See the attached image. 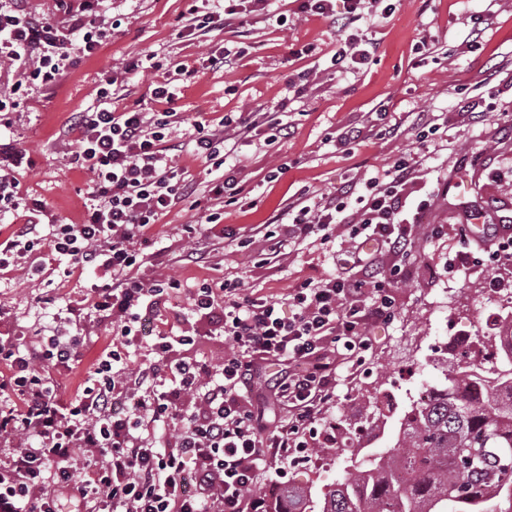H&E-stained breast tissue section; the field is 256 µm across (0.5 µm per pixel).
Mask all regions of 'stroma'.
I'll return each instance as SVG.
<instances>
[{
	"instance_id": "35a3bbf8",
	"label": "stroma",
	"mask_w": 512,
	"mask_h": 512,
	"mask_svg": "<svg viewBox=\"0 0 512 512\" xmlns=\"http://www.w3.org/2000/svg\"><path fill=\"white\" fill-rule=\"evenodd\" d=\"M301 4L276 0L275 19L255 17L244 36L230 26L182 38L177 22L187 0H105L101 24L108 38L55 88L20 94L17 72L0 67V100L9 105L0 112V152L24 156L15 176L25 203H41L58 219L81 223L90 176L70 164L76 141L67 130L74 113L96 102L113 69L123 70L116 90L123 104L154 112L161 105L152 90L170 59L197 66L224 45L241 48L232 67L185 81L175 112L215 124L230 113L282 102L290 133L268 146L232 144L226 163L242 181L238 202L226 207L205 199L197 208L178 202L151 228L137 271L143 279L172 277L181 283L171 302L148 310L150 326L190 332L198 339L194 355L218 360L225 345L217 323L189 313L194 287L239 278L258 295L282 299L303 280L333 274V253L348 246L346 225H331V240L323 245L278 243L266 238L267 224L288 207L331 197L346 180L364 194L365 181L377 169L415 153L413 121L416 113H428L436 127L428 137L434 151L421 158L407 192L409 206L424 199L431 206L411 228L413 254L388 255L381 262L383 271L401 269L394 319L372 326L369 350L338 351L336 393L316 421L321 431L341 417L379 422L372 447L380 450L394 446L400 418L380 416L375 390L390 388L400 407L410 410L415 387L442 383V367L452 358L447 343L453 324L481 326L492 311V294L512 292V265L493 263L490 240L465 243L457 234L467 212L512 215V0H400L381 23L365 18L353 23V33L377 45L373 61L356 73L334 71L330 58L342 34ZM149 53L155 70L126 71V64ZM307 71L318 78L297 91L299 75ZM472 104L482 107L480 118L469 112ZM348 125L359 127L361 136L344 145L340 135ZM391 125L398 126L397 135L388 134ZM213 212L220 213V221L207 223ZM195 224L201 232L187 234V226ZM191 247L202 253L201 261L185 260ZM458 256L465 271L449 272V259ZM58 265L57 256L42 246L26 263L0 272V335L43 341L64 327L80 336L78 362L66 370L45 368L69 398L84 387L113 331L85 308L92 285L104 280L102 271L65 279L55 274ZM349 464L350 453L339 443L302 465L273 461L258 486L267 502L283 480L309 488L317 502L342 480Z\"/></svg>"
}]
</instances>
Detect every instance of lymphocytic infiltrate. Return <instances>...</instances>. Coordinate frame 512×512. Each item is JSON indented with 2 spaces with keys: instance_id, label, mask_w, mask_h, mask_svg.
Here are the masks:
<instances>
[{
  "instance_id": "f902f5d3",
  "label": "lymphocytic infiltrate",
  "mask_w": 512,
  "mask_h": 512,
  "mask_svg": "<svg viewBox=\"0 0 512 512\" xmlns=\"http://www.w3.org/2000/svg\"><path fill=\"white\" fill-rule=\"evenodd\" d=\"M273 0H192L196 29L217 23L245 24L249 14L268 11ZM100 0H82L75 26L80 42L47 22H35L16 0L0 4V62L20 74L21 83L55 87L75 54L91 56L105 36ZM283 104L250 112L237 123L193 122L186 135L201 158L218 159L224 130L249 139L262 127L284 131ZM164 110H117L111 96L82 114L73 163L91 175L82 223L27 220L0 243V271L40 243L66 261L64 277L99 269L109 283L93 288L91 311L116 325L126 345L137 307L160 304V281L135 277L140 267L135 243L153 224L196 188L172 165L163 145L177 124ZM416 177L413 164L396 160L368 180L358 197L351 244L334 274L304 281L286 304L242 286L201 284L190 297L193 312L215 318L231 350L219 366L207 360H176L175 348L194 344L189 334H160L151 350L157 360L141 367L106 349L80 394L58 397L42 369V359L69 367L77 361L74 337H57L48 354L14 337H0V512H59L58 502H76V512H258L253 492L258 477L275 459L287 458L323 440L314 426L322 406L336 390V351L370 348V324L393 318V279L380 269L386 253L410 254L413 243L403 227L404 191ZM350 186L334 200L302 206L278 222L293 242L329 241L328 228L345 209ZM365 245H357V238ZM284 368L274 385L288 417L270 424L250 400L257 364ZM174 431L173 443L160 445L159 429ZM88 452L89 472L75 475L70 461L77 449Z\"/></svg>"
}]
</instances>
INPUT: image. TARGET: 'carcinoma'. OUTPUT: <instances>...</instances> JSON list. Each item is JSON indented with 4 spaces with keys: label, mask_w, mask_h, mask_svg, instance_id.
I'll return each instance as SVG.
<instances>
[{
    "label": "carcinoma",
    "mask_w": 512,
    "mask_h": 512,
    "mask_svg": "<svg viewBox=\"0 0 512 512\" xmlns=\"http://www.w3.org/2000/svg\"><path fill=\"white\" fill-rule=\"evenodd\" d=\"M481 397L452 363L443 394L400 430L397 448L351 465L322 512H512V358ZM304 487L281 490L267 512H307Z\"/></svg>",
    "instance_id": "obj_1"
}]
</instances>
